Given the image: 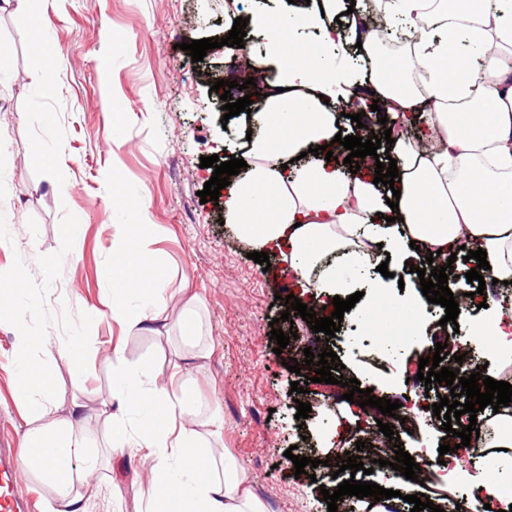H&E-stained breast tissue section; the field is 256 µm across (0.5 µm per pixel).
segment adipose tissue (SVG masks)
Instances as JSON below:
<instances>
[{
    "label": "adipose tissue",
    "instance_id": "1",
    "mask_svg": "<svg viewBox=\"0 0 512 512\" xmlns=\"http://www.w3.org/2000/svg\"><path fill=\"white\" fill-rule=\"evenodd\" d=\"M382 2L384 16L416 36L400 61L387 58L383 41L365 46L378 104L401 126L421 113L437 141L428 150L396 135L398 209L388 206L390 193L373 171L350 172L346 150L334 141L339 108L358 85L333 51L343 34L330 18L343 0L252 12L249 24L263 34L264 49L241 50L254 72L277 64L286 90L254 101L262 131L246 142L247 166L224 189V220L254 251L280 255L299 294L315 293L326 307L350 295L355 273L367 265L418 263L429 252L448 256L465 244L486 251L485 279L512 281V0ZM299 30L319 32L321 47L295 41ZM327 144L333 161L301 160L302 152ZM146 232L145 225L128 224L118 237L116 290L146 294L161 286L163 264ZM167 305L162 298L110 311L126 330L150 331ZM178 306L181 340L191 346L182 361L164 369L130 364L122 344L107 343L99 354L113 369L108 397L93 409L72 400L65 412L59 401L68 386L55 364L82 376L83 341L49 330L31 340L28 318L15 317L16 346L34 341L41 352L9 378L24 409L21 472L47 491L40 512H94L100 461L90 442L98 433L107 463L149 460L131 482L147 487L150 512H263L241 464L214 456L208 444L223 421L187 385L199 360L212 353L199 346L202 300L185 291ZM145 408L150 418L130 425V414ZM469 480V512H512V491L503 482L481 468Z\"/></svg>",
    "mask_w": 512,
    "mask_h": 512
}]
</instances>
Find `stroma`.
I'll return each mask as SVG.
<instances>
[{"mask_svg":"<svg viewBox=\"0 0 512 512\" xmlns=\"http://www.w3.org/2000/svg\"><path fill=\"white\" fill-rule=\"evenodd\" d=\"M225 0H30L27 9L0 10V275L20 277L19 314L34 330L52 327L85 341V397L106 396L111 366L95 355L122 341L130 363H151L159 347L181 344L149 332L128 334L110 317L112 241L119 225L140 217L165 268V295L197 292L205 305L203 332L213 353L192 384L224 421L225 452L243 465L266 512H321V486L296 475L290 446L334 453L353 447L351 432L369 424L359 405L322 408V383H307L317 417L341 422L301 434L293 426L289 391L296 381L274 353L270 322L275 296L292 274L279 258L270 268L249 259V246L225 224L222 207L198 193L210 171L201 157L224 152L223 102L204 78L224 68L225 51L193 62L180 48L224 38ZM53 47L52 60L34 47ZM122 183L123 203L112 201ZM70 185L61 193L59 182ZM355 331L342 322L328 347L344 378L377 387L378 397L413 399L418 357L432 343L428 324L407 332L402 349L381 358L355 350ZM14 354L9 319L0 318V416L24 433L22 405L4 370ZM421 411L405 452L438 460L447 444L442 423ZM98 512H147L148 492L122 483L110 489L100 471Z\"/></svg>","mask_w":512,"mask_h":512,"instance_id":"35a3bbf8","label":"stroma"}]
</instances>
